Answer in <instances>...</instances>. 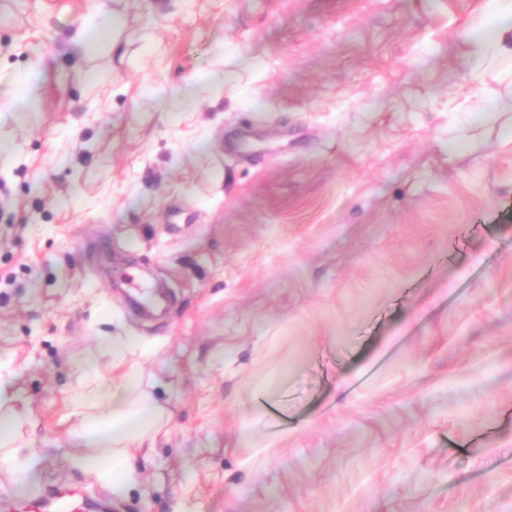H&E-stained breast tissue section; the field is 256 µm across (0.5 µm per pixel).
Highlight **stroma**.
I'll return each mask as SVG.
<instances>
[{
    "instance_id": "obj_1",
    "label": "stroma",
    "mask_w": 512,
    "mask_h": 512,
    "mask_svg": "<svg viewBox=\"0 0 512 512\" xmlns=\"http://www.w3.org/2000/svg\"><path fill=\"white\" fill-rule=\"evenodd\" d=\"M101 4L123 45L87 57ZM489 7L0 0V79L45 59L0 115V376L38 462L0 502L512 512V106L469 118ZM118 334L170 415L121 500L69 436ZM124 27V20L120 14L112 11L109 15L103 17L100 21L95 18H89L81 26L76 39L74 40L75 46L86 56H92L93 53L98 51L103 43L91 41L87 38V32L96 31L102 34H112V40L107 44L113 51L118 50L120 44V34ZM105 45L102 46L104 48ZM150 344L140 336H103L98 344V354L112 356V366L122 367L128 359L143 354ZM16 512H82V502L75 491L57 492L45 496L29 495L19 499L15 505Z\"/></svg>"
}]
</instances>
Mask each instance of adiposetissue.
Listing matches in <instances>:
<instances>
[{"label": "adipose tissue", "mask_w": 512, "mask_h": 512, "mask_svg": "<svg viewBox=\"0 0 512 512\" xmlns=\"http://www.w3.org/2000/svg\"><path fill=\"white\" fill-rule=\"evenodd\" d=\"M495 8L471 23V68L475 80L489 73L512 77V0H495ZM148 343L138 336H105L97 355L87 357L85 377L73 398L75 423L71 436L85 449L76 460L82 470L100 475L114 495H123L135 478L131 447L152 444L169 418L156 402L151 384L130 359L145 353ZM111 356L121 371L118 384L109 386L96 374L98 356ZM11 385L0 378V464L10 467L18 480L32 476L35 462L21 441L26 423L17 412Z\"/></svg>", "instance_id": "obj_1"}]
</instances>
